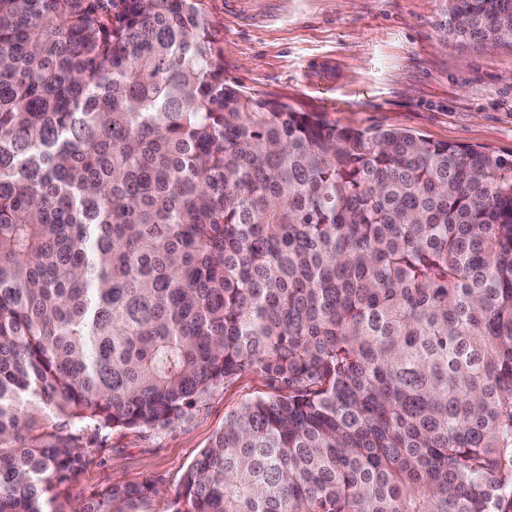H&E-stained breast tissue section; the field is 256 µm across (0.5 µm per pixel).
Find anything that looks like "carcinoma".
<instances>
[{
    "label": "carcinoma",
    "mask_w": 512,
    "mask_h": 512,
    "mask_svg": "<svg viewBox=\"0 0 512 512\" xmlns=\"http://www.w3.org/2000/svg\"><path fill=\"white\" fill-rule=\"evenodd\" d=\"M201 2L0 0V512H157L80 433L250 370L171 512H512V157L248 95Z\"/></svg>",
    "instance_id": "cac0c4a2"
}]
</instances>
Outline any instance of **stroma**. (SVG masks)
<instances>
[{
	"instance_id": "35a3bbf8",
	"label": "stroma",
	"mask_w": 512,
	"mask_h": 512,
	"mask_svg": "<svg viewBox=\"0 0 512 512\" xmlns=\"http://www.w3.org/2000/svg\"><path fill=\"white\" fill-rule=\"evenodd\" d=\"M219 33L224 76L336 127L395 128L436 143L512 155V46L444 38V0H202ZM247 372L159 429L89 433L73 506L113 483L155 484L159 507L183 491L199 453L248 400L275 394Z\"/></svg>"
}]
</instances>
